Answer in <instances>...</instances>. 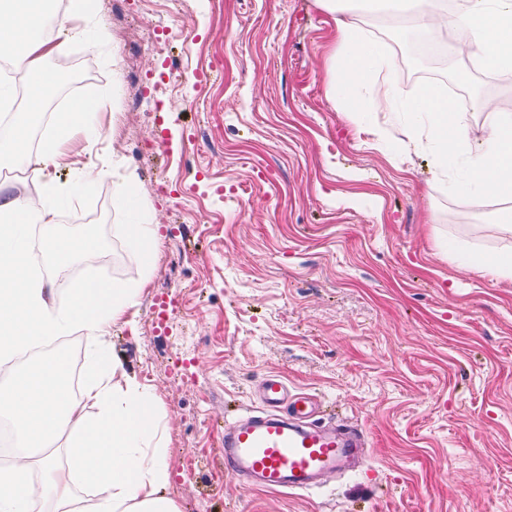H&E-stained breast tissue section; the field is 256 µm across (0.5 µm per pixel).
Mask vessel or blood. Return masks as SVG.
<instances>
[{"instance_id":"1","label":"vessel or blood","mask_w":512,"mask_h":512,"mask_svg":"<svg viewBox=\"0 0 512 512\" xmlns=\"http://www.w3.org/2000/svg\"><path fill=\"white\" fill-rule=\"evenodd\" d=\"M260 396L267 408L265 416L224 431L225 474L248 476L268 490L303 491L314 478L365 458L368 441L363 434L308 424V398L289 396L282 376H267Z\"/></svg>"}]
</instances>
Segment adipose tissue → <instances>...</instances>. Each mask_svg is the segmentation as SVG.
Here are the masks:
<instances>
[{"label":"adipose tissue","mask_w":512,"mask_h":512,"mask_svg":"<svg viewBox=\"0 0 512 512\" xmlns=\"http://www.w3.org/2000/svg\"><path fill=\"white\" fill-rule=\"evenodd\" d=\"M46 0H0V44L9 46L15 66L35 96L27 108L13 113V133L0 139V159L27 167L55 164L61 146L85 126L96 105L91 98L72 99L58 113L38 150H30L28 134L38 112L37 97L54 84L47 57L65 43L94 37L103 43L105 29L89 33L80 24L82 0L56 15L53 35H46L42 7ZM336 23V45L329 58L326 94L349 115L362 109V92H377L386 112H393L395 86L386 74V50L355 20V13L408 15L427 33L455 27L460 54H479L493 70L512 73V0H467L457 18H449L446 0H319ZM404 150L431 143L438 169L464 159L470 182L489 187L493 196L512 199V113L476 101L484 116L473 131L468 113L455 109L432 85L424 86L406 107ZM132 174L118 175L116 201L126 208L125 231L144 249L143 264L151 266L159 227L147 223L141 202L130 195ZM63 191L35 183L22 196L0 186V364L19 362L41 352L37 364L0 384V415L11 419L18 450L9 467L0 468V512H181L170 496V470L156 397L151 389L123 370L102 349L112 327L136 305L139 287L112 281L84 280L71 290L67 306H56L53 290L29 264L19 240L26 224L54 223ZM54 260V278L66 277L76 260H89L93 244L85 236L49 235L43 240ZM83 332L94 345L79 395L66 381L71 363L65 352H45L51 341ZM144 404L145 426L135 423L134 404ZM98 408L94 418L86 405ZM66 439V463L57 465L46 449ZM97 486V493L78 499L76 482Z\"/></svg>","instance_id":"adipose-tissue-1"}]
</instances>
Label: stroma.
Wrapping results in <instances>:
<instances>
[{
  "mask_svg": "<svg viewBox=\"0 0 512 512\" xmlns=\"http://www.w3.org/2000/svg\"><path fill=\"white\" fill-rule=\"evenodd\" d=\"M111 43H70L97 111L44 181L103 173L47 233L107 213L112 263L79 274L142 284L108 338L152 387L181 512H512V282L477 260L512 251L485 232L503 201L462 191L455 165L400 150L377 109L353 122L326 95L336 28L317 0H101ZM402 97L447 87L444 47L411 68L409 19L362 14ZM387 128L374 146L359 124ZM160 227L144 269L119 225L112 170ZM281 375L321 422L361 431L362 468L313 490L270 492L221 471L224 426L262 414Z\"/></svg>",
  "mask_w": 512,
  "mask_h": 512,
  "instance_id": "obj_1",
  "label": "stroma"
}]
</instances>
